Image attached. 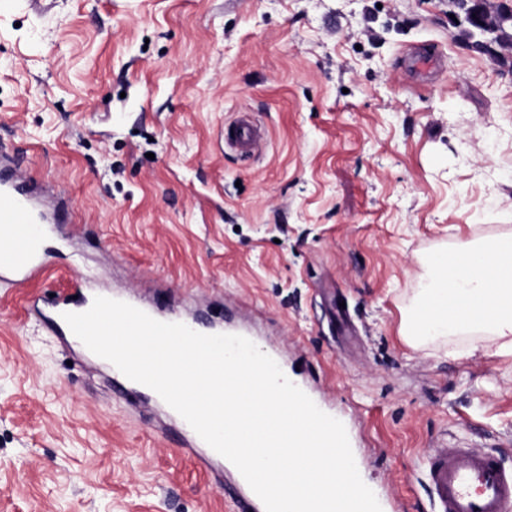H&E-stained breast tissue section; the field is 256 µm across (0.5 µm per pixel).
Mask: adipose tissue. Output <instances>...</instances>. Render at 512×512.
Here are the masks:
<instances>
[{"mask_svg":"<svg viewBox=\"0 0 512 512\" xmlns=\"http://www.w3.org/2000/svg\"><path fill=\"white\" fill-rule=\"evenodd\" d=\"M434 278L405 335L417 344L428 336L491 330L497 354L512 355V240L493 249L472 248L432 261Z\"/></svg>","mask_w":512,"mask_h":512,"instance_id":"obj_1","label":"adipose tissue"}]
</instances>
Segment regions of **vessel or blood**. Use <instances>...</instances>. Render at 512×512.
<instances>
[{
  "mask_svg": "<svg viewBox=\"0 0 512 512\" xmlns=\"http://www.w3.org/2000/svg\"><path fill=\"white\" fill-rule=\"evenodd\" d=\"M258 129L240 122L224 130V144L251 150ZM46 188L9 154L0 150V274L22 272L33 279L43 272L38 263L36 224L54 220L73 224L64 209L50 210ZM430 512H512V469L489 448H433L425 455Z\"/></svg>",
  "mask_w": 512,
  "mask_h": 512,
  "instance_id": "b4317fda",
  "label": "vessel or blood"
}]
</instances>
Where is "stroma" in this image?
<instances>
[{
	"label": "stroma",
	"mask_w": 512,
	"mask_h": 512,
	"mask_svg": "<svg viewBox=\"0 0 512 512\" xmlns=\"http://www.w3.org/2000/svg\"><path fill=\"white\" fill-rule=\"evenodd\" d=\"M431 43L433 80L403 54ZM253 112L262 152L225 149ZM0 146L73 204L0 280V512H237L230 468L51 327L84 278L252 340L347 431L382 512L423 458L512 466V356L402 331L434 255L512 235V66L448 0H0Z\"/></svg>",
	"instance_id": "stroma-1"
}]
</instances>
